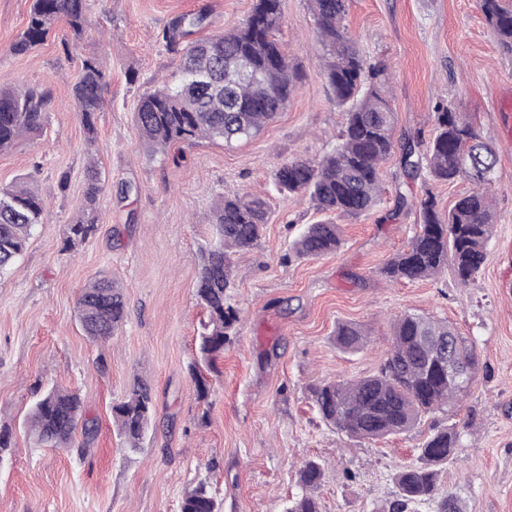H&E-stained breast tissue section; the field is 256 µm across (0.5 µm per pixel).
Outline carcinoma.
Listing matches in <instances>:
<instances>
[{"label": "carcinoma", "instance_id": "1", "mask_svg": "<svg viewBox=\"0 0 512 512\" xmlns=\"http://www.w3.org/2000/svg\"><path fill=\"white\" fill-rule=\"evenodd\" d=\"M502 51L512 56V0H476ZM349 0H310L323 60V75L332 102L345 113L336 146L319 160L298 158L282 164L275 175L280 192L309 197L325 218L309 224L293 241L297 259H312L336 251L341 231L335 219L370 212L381 194L382 166L400 154L402 170L413 175L427 171L434 181L465 178L473 184L448 211H441L427 192L419 202L421 224L409 248L389 259L381 274L390 281L414 282L452 269L464 285L473 281L486 256L496 225L490 198L493 178L475 179L469 163L496 167L497 155L479 141L470 116L436 97L432 101L434 135L423 153H416L420 133L394 135L395 113L386 93L389 75L371 65L348 37L344 18ZM65 20L75 36L89 26L88 0H33L26 28L12 45L23 54L44 43L57 21ZM206 16L183 15L163 32L166 49L180 55V79L174 86L160 85L138 102L135 124L144 141L161 150L176 143L218 137L230 144L259 132L287 107L297 88L299 74L275 32L281 25V0H253L249 13L232 29L183 45L181 30L198 27ZM109 72L95 57L81 60V75L72 97L88 140L94 139L97 112L103 108V91ZM53 96L37 86H0V151L28 134L39 132ZM102 192L100 172L92 163L85 172V210L68 227L73 245L95 231L93 213ZM45 204L26 181L0 189V273L24 251L36 226L44 221ZM268 221L267 203L249 194L222 195L213 202L209 224L212 238L201 249L195 296L207 320L198 336L197 360L191 365L198 399L209 393L203 369L212 368L217 355L236 336L238 310L227 300L236 268L232 255L253 247ZM77 316L94 340L111 337L124 323L126 302L112 278L94 279L78 296ZM453 340L456 360L474 368L482 366L474 343L448 322L420 314L394 319L390 348L378 372L353 380L318 381L309 392L321 419L351 438L375 440L411 429L423 415L456 404L472 386L448 382L440 365L439 343ZM336 346L361 349L367 342L364 328L340 323ZM83 401L72 390L52 388L32 405L27 418L35 444L64 448L77 428L93 434L82 418ZM151 387L134 383L128 395L112 406V419L130 449L140 447L152 424ZM460 445V433L440 429L420 448L419 464L395 476L399 499L391 512H405L410 504L433 501L438 512H461L457 500L439 494V467L448 463ZM321 463L310 459L298 470L300 493L288 501L284 512H321L317 490L323 479ZM181 512H221V504L204 485L188 490Z\"/></svg>", "mask_w": 512, "mask_h": 512}]
</instances>
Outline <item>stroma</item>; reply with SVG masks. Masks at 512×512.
Returning a JSON list of instances; mask_svg holds the SVG:
<instances>
[{
    "label": "stroma",
    "instance_id": "stroma-1",
    "mask_svg": "<svg viewBox=\"0 0 512 512\" xmlns=\"http://www.w3.org/2000/svg\"><path fill=\"white\" fill-rule=\"evenodd\" d=\"M32 0H0V81L39 85L55 103L39 133L0 153V186L29 180L46 204L14 267L0 275V428L11 449L0 459V512H180L186 491L205 484L223 512H284L299 491L297 470L324 466L321 512H386L395 474L419 462L424 441L459 425L461 446L441 472V489L465 512H512V56L504 54L475 0H351L344 24L368 63L387 68L397 131L433 135L431 101L442 96L470 113L497 153L495 232L474 282L452 271L392 282L380 270L405 250L418 210L396 211L395 194L432 192L448 208L470 191L465 179L410 180L397 159L384 166V191L358 218H341V248L311 260L288 253L305 225L319 221L308 200L278 192L275 173L293 158L333 149L343 113L331 101L314 49L309 0H281L277 37L302 78L287 108L256 136L233 145L197 139L180 156L148 148L134 123L138 99L176 85L180 59L165 28L205 12L203 38L241 21L251 0H89L92 34L75 39L58 23L24 54L11 47ZM103 61L111 79L87 144L72 87L81 60ZM96 161L103 191L96 231L67 247L84 209V172ZM263 198L269 222L258 243L236 253L228 291L240 311L236 336L197 399L190 366L205 314L195 297L210 207L224 194ZM108 275L123 289L127 317L93 340L76 318L81 290ZM445 318L476 345L484 366L470 396L382 440L348 438L324 422L308 387L373 374L390 346L393 317ZM341 322L362 325L367 345L334 344ZM151 384L154 422L141 448H125L112 406L135 380ZM79 391L92 438L46 448L27 435L31 405L47 389Z\"/></svg>",
    "mask_w": 512,
    "mask_h": 512
}]
</instances>
